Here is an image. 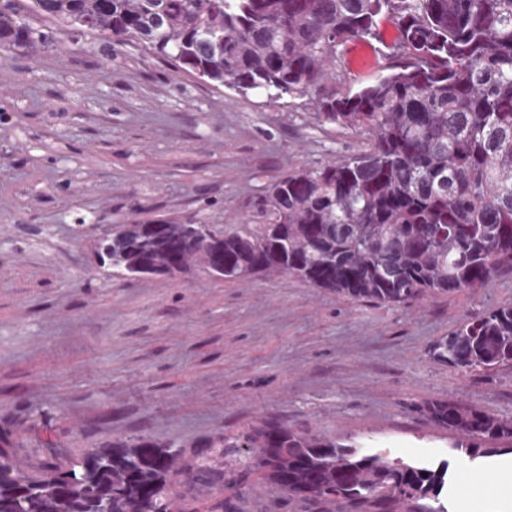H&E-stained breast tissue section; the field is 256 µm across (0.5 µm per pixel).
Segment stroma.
Returning a JSON list of instances; mask_svg holds the SVG:
<instances>
[{
	"mask_svg": "<svg viewBox=\"0 0 512 512\" xmlns=\"http://www.w3.org/2000/svg\"><path fill=\"white\" fill-rule=\"evenodd\" d=\"M305 97L215 89L117 39L0 55V435L85 449L147 436L187 447L260 420L416 466L448 463V512L512 482V446L469 459L422 410L462 403L512 420V368L466 372L430 345L512 304V269L399 305L288 275H111L113 225L245 224L289 169L360 152ZM237 512H318L265 484Z\"/></svg>",
	"mask_w": 512,
	"mask_h": 512,
	"instance_id": "1",
	"label": "stroma"
}]
</instances>
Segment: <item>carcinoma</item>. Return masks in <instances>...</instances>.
Wrapping results in <instances>:
<instances>
[{"mask_svg":"<svg viewBox=\"0 0 512 512\" xmlns=\"http://www.w3.org/2000/svg\"><path fill=\"white\" fill-rule=\"evenodd\" d=\"M399 37L366 85L336 90L339 48ZM75 33L118 38L216 88L271 99L312 98L324 127L348 129L360 153L299 168L270 185L258 224L112 228L97 240L112 274L140 278L177 259L181 272L224 281L294 276L374 304L480 288L512 269V0H0V45L57 47ZM224 253V269L212 252ZM465 371L512 367V304L463 319L431 347ZM422 411L470 457L512 441V420L450 401ZM448 466L363 454L336 438L263 422L188 451L147 437L89 448L67 464L19 457L0 438V512H196L177 488L236 512L216 490L245 491L256 475L327 512H446Z\"/></svg>","mask_w":512,"mask_h":512,"instance_id":"carcinoma-1","label":"carcinoma"}]
</instances>
